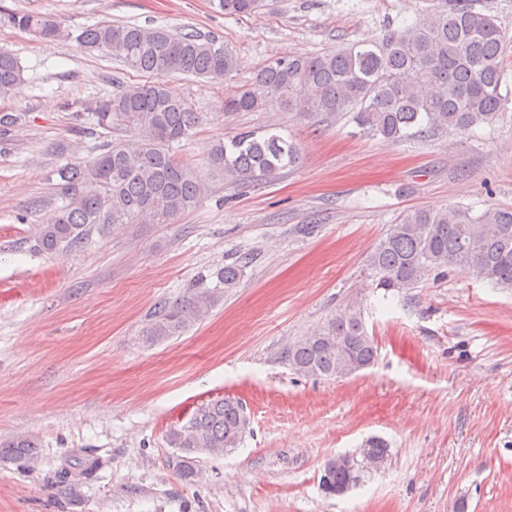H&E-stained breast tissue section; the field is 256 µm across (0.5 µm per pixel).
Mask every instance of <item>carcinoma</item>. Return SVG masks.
Here are the masks:
<instances>
[{"mask_svg": "<svg viewBox=\"0 0 512 512\" xmlns=\"http://www.w3.org/2000/svg\"><path fill=\"white\" fill-rule=\"evenodd\" d=\"M263 0H217L226 15H250ZM419 19L390 28L382 39L352 44L339 51L277 57L252 84L224 96V111L252 112L276 102L289 112L348 117L371 137L398 142L448 130L468 132L491 126L507 103L502 94L506 37L493 16L476 11L469 0H428ZM13 27L43 40L66 36L149 77L121 94L85 104L94 125L110 133L138 131L133 139L105 145L86 163L58 170L68 195L52 221L39 225L36 246L46 252L78 251L97 231L105 236L116 224H169L194 208L204 183L177 160L170 145L191 134L201 113L171 95L159 77L171 74L227 78L237 66L224 41L196 32H173L151 24L107 21L63 33L55 21L33 13H13ZM23 68L0 50V97L15 94ZM299 146L275 127L245 130L211 149L209 164L222 174L246 180L271 176L297 166ZM473 271L495 288L512 290V209L469 207L412 209L402 214L370 250L364 274L383 289L415 288L431 272ZM243 266H224V291L239 287ZM217 290L193 291L162 305L145 327L152 345L180 336L218 304ZM288 364L305 377L344 379L371 367L377 347L361 310L349 307L314 334L293 342ZM242 402L218 397L201 404L188 422L169 433L177 449L176 470L185 481L196 477L201 456L236 448L248 431ZM36 439L30 435L0 440V458L31 460ZM102 465L90 455L75 471L85 479ZM327 484L357 481L365 466L352 470L326 462Z\"/></svg>", "mask_w": 512, "mask_h": 512, "instance_id": "obj_1", "label": "carcinoma"}]
</instances>
